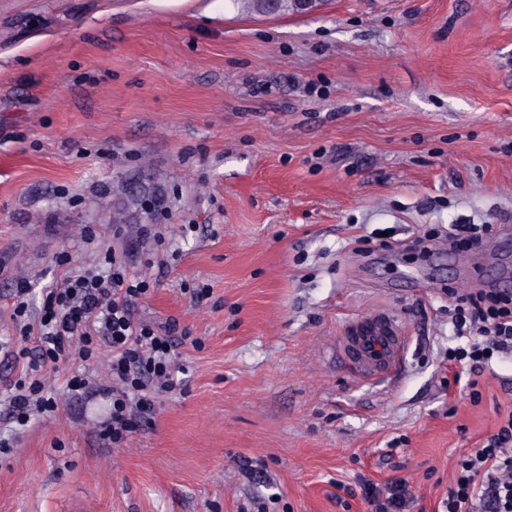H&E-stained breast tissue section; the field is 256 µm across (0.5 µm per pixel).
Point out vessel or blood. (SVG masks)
<instances>
[{
    "label": "vessel or blood",
    "mask_w": 512,
    "mask_h": 512,
    "mask_svg": "<svg viewBox=\"0 0 512 512\" xmlns=\"http://www.w3.org/2000/svg\"><path fill=\"white\" fill-rule=\"evenodd\" d=\"M339 344L357 376L388 380L400 372L409 338L394 315L374 313L350 320Z\"/></svg>",
    "instance_id": "vessel-or-blood-1"
}]
</instances>
